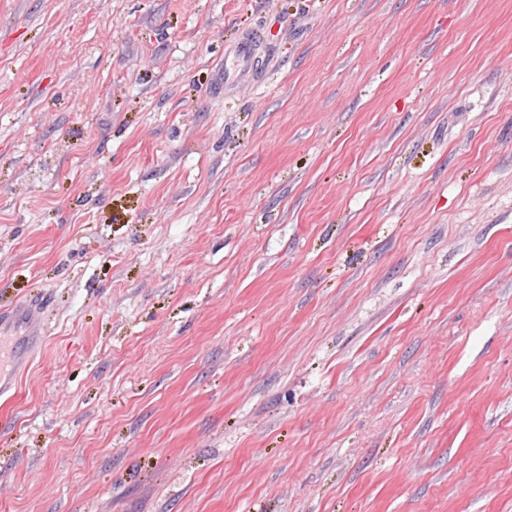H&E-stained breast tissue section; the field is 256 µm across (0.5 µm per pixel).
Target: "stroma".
<instances>
[{"label":"stroma","mask_w":512,"mask_h":512,"mask_svg":"<svg viewBox=\"0 0 512 512\" xmlns=\"http://www.w3.org/2000/svg\"><path fill=\"white\" fill-rule=\"evenodd\" d=\"M29 300L0 512H512V0H0ZM260 49V35H243L224 51V84L235 85L249 79Z\"/></svg>","instance_id":"1"}]
</instances>
